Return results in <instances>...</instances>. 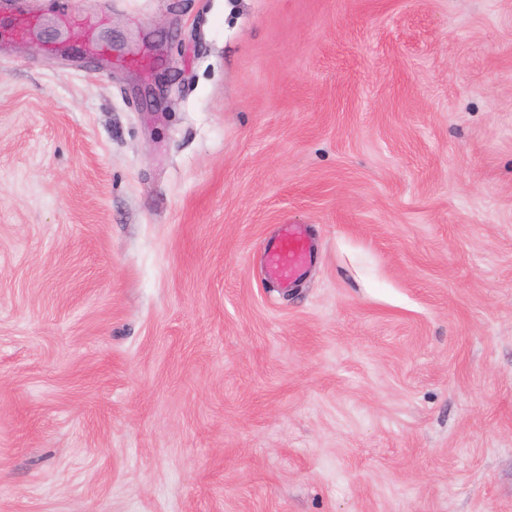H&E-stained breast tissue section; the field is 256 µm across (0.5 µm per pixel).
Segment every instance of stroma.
<instances>
[{
  "label": "stroma",
  "instance_id": "35a3bbf8",
  "mask_svg": "<svg viewBox=\"0 0 512 512\" xmlns=\"http://www.w3.org/2000/svg\"><path fill=\"white\" fill-rule=\"evenodd\" d=\"M13 2L0 512H512V0ZM314 253V242L298 224H280L276 239L265 254L267 275L288 288L307 271Z\"/></svg>",
  "mask_w": 512,
  "mask_h": 512
}]
</instances>
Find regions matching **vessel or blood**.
I'll use <instances>...</instances> for the list:
<instances>
[{
	"label": "vessel or blood",
	"mask_w": 512,
	"mask_h": 512,
	"mask_svg": "<svg viewBox=\"0 0 512 512\" xmlns=\"http://www.w3.org/2000/svg\"><path fill=\"white\" fill-rule=\"evenodd\" d=\"M313 253L314 242L303 226L279 225L276 239L266 249V273L281 286H290L306 273Z\"/></svg>",
	"instance_id": "b4317fda"
}]
</instances>
